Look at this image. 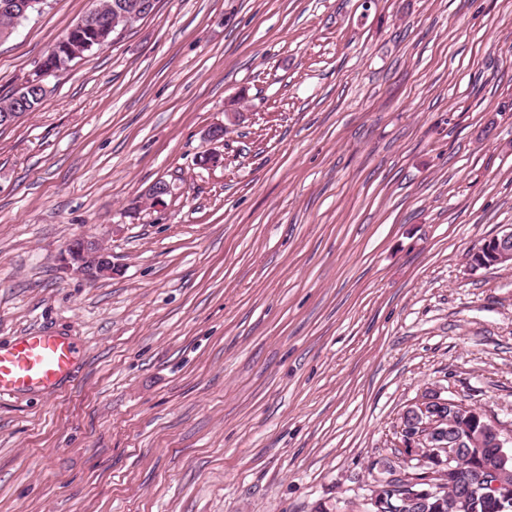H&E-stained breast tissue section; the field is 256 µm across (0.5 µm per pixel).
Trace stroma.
<instances>
[{
  "label": "stroma",
  "instance_id": "35a3bbf8",
  "mask_svg": "<svg viewBox=\"0 0 512 512\" xmlns=\"http://www.w3.org/2000/svg\"><path fill=\"white\" fill-rule=\"evenodd\" d=\"M90 6L0 43V95ZM51 84L0 129V346L80 353L0 398V512H359L424 388L512 430V263L471 265L512 227V0H160ZM66 268L87 280H98L112 273V260L96 236H83L68 248L63 259Z\"/></svg>",
  "mask_w": 512,
  "mask_h": 512
}]
</instances>
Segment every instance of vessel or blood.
<instances>
[{"instance_id": "vessel-or-blood-1", "label": "vessel or blood", "mask_w": 512, "mask_h": 512, "mask_svg": "<svg viewBox=\"0 0 512 512\" xmlns=\"http://www.w3.org/2000/svg\"><path fill=\"white\" fill-rule=\"evenodd\" d=\"M79 348L68 337L33 331L0 347V398L38 388L55 391L70 376Z\"/></svg>"}]
</instances>
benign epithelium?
<instances>
[{
  "label": "benign epithelium",
  "mask_w": 512,
  "mask_h": 512,
  "mask_svg": "<svg viewBox=\"0 0 512 512\" xmlns=\"http://www.w3.org/2000/svg\"><path fill=\"white\" fill-rule=\"evenodd\" d=\"M158 7V0H139L137 8L127 14L125 26L129 27L145 15L153 14ZM56 75L36 64L27 75L21 87L49 89L48 78ZM508 259L512 260V229L484 242L471 256L475 268L495 266ZM66 268L87 280H98L112 274V260L103 249V244L95 236H83L68 248L63 259ZM455 407L462 411L468 406L442 396V391L425 388L416 401L408 407L409 420L401 421L397 429L395 448L403 467L420 471V477L409 484L408 498L405 505L419 503L424 509H436L442 504L439 492L446 484L461 481L464 476L471 478L477 472L466 471L461 448L471 440L472 432L457 423L456 419L444 414V407ZM484 426L494 436V442L501 448V458L506 461L512 456V434L503 431L501 425L493 418H488ZM488 495L502 503L512 502V472L500 467L494 474L486 477ZM387 481L380 480L370 488L364 499L363 512H389L391 506L387 491Z\"/></svg>",
  "instance_id": "7a95c632"
}]
</instances>
